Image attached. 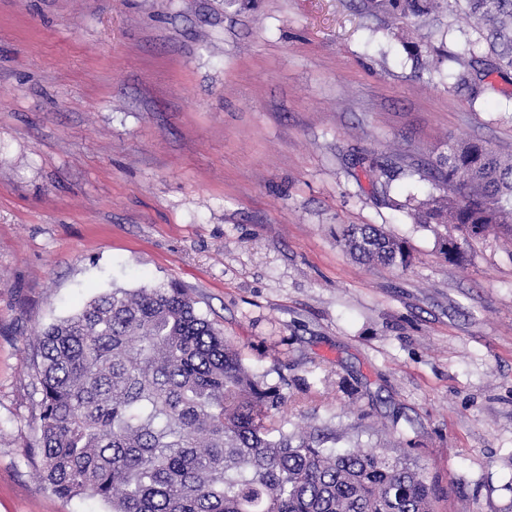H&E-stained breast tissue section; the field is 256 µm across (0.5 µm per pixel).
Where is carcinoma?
Returning a JSON list of instances; mask_svg holds the SVG:
<instances>
[{"mask_svg":"<svg viewBox=\"0 0 512 512\" xmlns=\"http://www.w3.org/2000/svg\"><path fill=\"white\" fill-rule=\"evenodd\" d=\"M487 28L488 56L467 49L457 85L474 99L487 71L512 69V0H467ZM448 0H367V9L421 24ZM417 168L443 193L410 207L414 223L455 224L465 239L491 229L512 237V154L453 141ZM357 260L408 268L407 242L374 224L352 225ZM448 262L458 243L439 237ZM37 443L44 482L61 497L101 499L111 512H433L424 469L385 448L325 447L321 427L290 433L274 418L288 385L260 382L187 290L114 288L37 337Z\"/></svg>","mask_w":512,"mask_h":512,"instance_id":"1","label":"carcinoma"}]
</instances>
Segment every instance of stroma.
<instances>
[{
  "instance_id": "obj_1",
  "label": "stroma",
  "mask_w": 512,
  "mask_h": 512,
  "mask_svg": "<svg viewBox=\"0 0 512 512\" xmlns=\"http://www.w3.org/2000/svg\"><path fill=\"white\" fill-rule=\"evenodd\" d=\"M393 32L361 0H0V512H111L62 498L25 454L27 347L115 288L172 282L269 384L285 430L398 448L435 512H512V241L449 264L399 170L467 139L512 152V72L470 98L460 12ZM405 239L407 270L341 233ZM344 246L357 260L407 269L412 253L403 239L374 224L352 225L343 233Z\"/></svg>"
}]
</instances>
